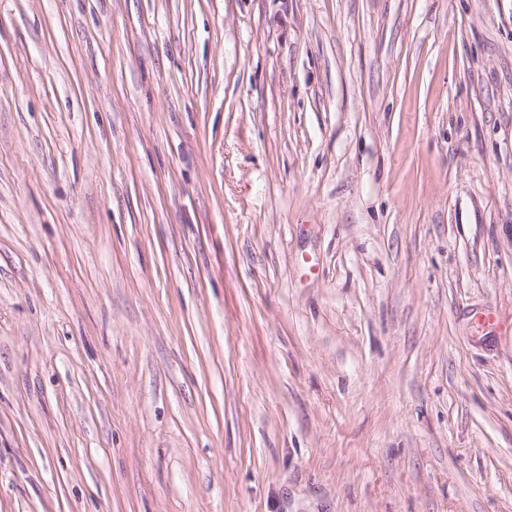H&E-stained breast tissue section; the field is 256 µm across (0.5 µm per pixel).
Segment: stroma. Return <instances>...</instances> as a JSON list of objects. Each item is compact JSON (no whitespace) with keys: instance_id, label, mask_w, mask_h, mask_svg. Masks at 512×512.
<instances>
[{"instance_id":"obj_1","label":"stroma","mask_w":512,"mask_h":512,"mask_svg":"<svg viewBox=\"0 0 512 512\" xmlns=\"http://www.w3.org/2000/svg\"><path fill=\"white\" fill-rule=\"evenodd\" d=\"M0 512H512V0H0Z\"/></svg>"}]
</instances>
